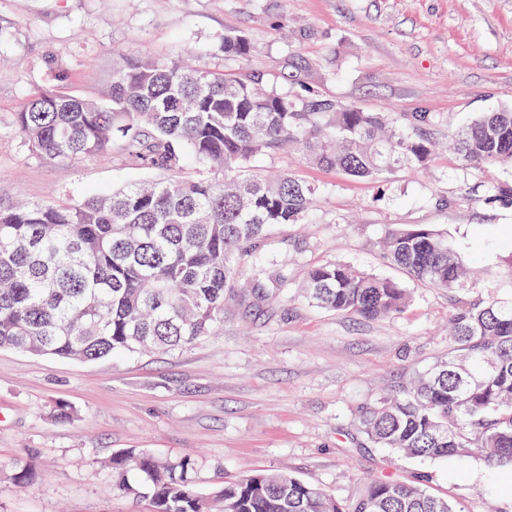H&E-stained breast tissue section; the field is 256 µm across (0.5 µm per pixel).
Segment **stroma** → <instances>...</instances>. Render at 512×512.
Here are the masks:
<instances>
[{
  "label": "stroma",
  "mask_w": 512,
  "mask_h": 512,
  "mask_svg": "<svg viewBox=\"0 0 512 512\" xmlns=\"http://www.w3.org/2000/svg\"><path fill=\"white\" fill-rule=\"evenodd\" d=\"M0 198L68 199L145 177L114 158L48 166L11 128L35 89L66 83L98 99L112 51L178 58L291 94L336 98L370 112L435 115L449 140L480 113L512 107V0H0ZM249 34L248 61L225 59V31ZM301 63L297 82L282 79ZM318 189L306 223L278 228L273 245L288 286L269 300L229 302L215 335L176 352L95 362L0 349V512H150L112 487L104 466L136 449L189 455L201 489L261 470L286 469L340 501L376 474L411 479L456 512H512V487L490 500L477 457L419 461L368 443L366 405L448 355L447 291L410 283L395 316L365 321L319 310L299 290L309 266L338 259L387 271L380 241L393 224L446 232L478 272L470 295H512V204L494 184L512 168L480 173L449 152L426 170L354 179L293 153L262 157ZM68 418H58V407ZM27 461L33 478L12 474Z\"/></svg>",
  "instance_id": "obj_1"
}]
</instances>
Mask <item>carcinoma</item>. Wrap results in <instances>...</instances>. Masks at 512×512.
I'll list each match as a JSON object with an SVG mask.
<instances>
[{
    "label": "carcinoma",
    "mask_w": 512,
    "mask_h": 512,
    "mask_svg": "<svg viewBox=\"0 0 512 512\" xmlns=\"http://www.w3.org/2000/svg\"><path fill=\"white\" fill-rule=\"evenodd\" d=\"M252 52L245 33L224 32V57ZM112 55L101 98L40 89L13 114L14 133L47 165L117 154L166 177L109 195L0 201V348L91 362L191 346L224 326L227 292L246 272L257 299L286 283L272 236L306 220L317 188L288 172L257 174L258 157L291 148L309 164L371 180L423 170L432 158L430 112H368L176 59ZM449 149L480 172L512 165V109L479 115ZM189 166L197 175L180 176ZM380 246L416 282L450 293L469 287L445 233L395 225ZM304 291L322 308L365 320L409 302L393 277L336 261L309 267ZM448 331V359L367 407L364 433L406 458L478 456L512 481V298L450 307ZM108 467L115 489L148 500L152 512H214L217 503L222 512H454L429 493L425 475L371 477L341 502L277 469L203 493L190 457L131 449Z\"/></svg>",
    "instance_id": "cac0c4a2"
}]
</instances>
